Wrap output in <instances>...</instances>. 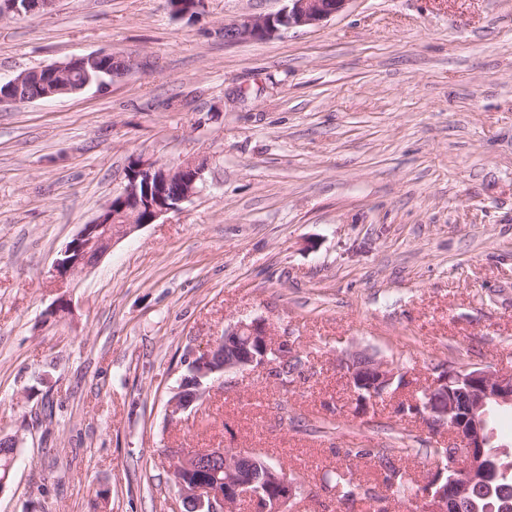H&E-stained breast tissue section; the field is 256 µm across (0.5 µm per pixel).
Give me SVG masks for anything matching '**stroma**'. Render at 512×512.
Here are the masks:
<instances>
[{
    "mask_svg": "<svg viewBox=\"0 0 512 512\" xmlns=\"http://www.w3.org/2000/svg\"><path fill=\"white\" fill-rule=\"evenodd\" d=\"M283 6L55 0L0 20L2 81L101 50L133 61L0 107V436L21 441L0 512H178L170 448L262 453L300 488L291 512H365L322 481L346 466L387 512H423L389 494L379 455L423 486L426 449L452 437L408 405L451 366L512 371V0H348L225 42V23ZM133 157L205 160L203 188L56 288L60 250ZM255 318L303 374L236 373L202 416L170 419L189 349ZM360 350L405 385L359 402L342 361Z\"/></svg>",
    "mask_w": 512,
    "mask_h": 512,
    "instance_id": "obj_1",
    "label": "stroma"
}]
</instances>
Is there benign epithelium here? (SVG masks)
Masks as SVG:
<instances>
[{
	"label": "benign epithelium",
	"mask_w": 512,
	"mask_h": 512,
	"mask_svg": "<svg viewBox=\"0 0 512 512\" xmlns=\"http://www.w3.org/2000/svg\"><path fill=\"white\" fill-rule=\"evenodd\" d=\"M54 0H3L0 18L44 12ZM349 0H288L282 10L263 16H243L224 24V41L266 40L284 30L315 25L339 13ZM107 52L74 56L36 71L23 72L4 83L0 105L27 104L85 90L89 70L97 68ZM137 166L125 173L127 184L112 197L102 214L86 224L60 251L53 265L54 277L64 284L79 272L96 266L119 241L141 227L155 223L166 213L197 194L206 166L188 159L175 168L135 158ZM296 355L287 341H274L267 323L256 318L224 330V337L206 350L188 351L186 361L194 376L191 398L186 382L171 388L170 416L188 409L197 414L208 388L202 380L225 381L241 370H263L281 384L289 383L283 371ZM350 387L359 401L382 397L393 384L398 370L385 360L356 352L347 363ZM512 407V372L487 368L450 369L427 390L418 403L416 416L435 429L448 426L454 445L448 447V470L436 465L431 484L424 493L427 512H453L472 485L484 480L488 460L486 448L493 443L488 430V408ZM170 469L179 488L181 502L192 512H224L229 497L246 505L247 512H283L299 491L284 468L263 466L256 473L244 460L261 457L253 450L234 448H169Z\"/></svg>",
	"instance_id": "7a95c632"
}]
</instances>
